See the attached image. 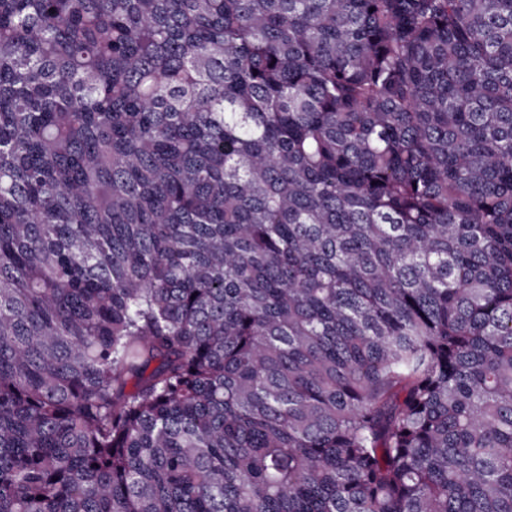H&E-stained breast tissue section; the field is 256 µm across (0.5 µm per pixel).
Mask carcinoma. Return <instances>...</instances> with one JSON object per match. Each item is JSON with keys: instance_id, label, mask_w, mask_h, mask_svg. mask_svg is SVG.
Segmentation results:
<instances>
[{"instance_id": "obj_1", "label": "carcinoma", "mask_w": 512, "mask_h": 512, "mask_svg": "<svg viewBox=\"0 0 512 512\" xmlns=\"http://www.w3.org/2000/svg\"><path fill=\"white\" fill-rule=\"evenodd\" d=\"M0 512H512V0H0Z\"/></svg>"}]
</instances>
